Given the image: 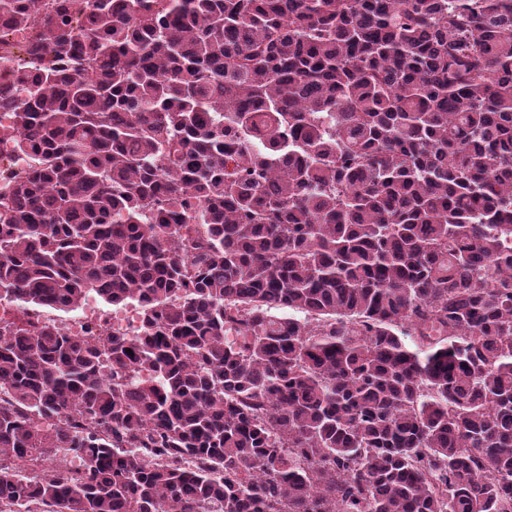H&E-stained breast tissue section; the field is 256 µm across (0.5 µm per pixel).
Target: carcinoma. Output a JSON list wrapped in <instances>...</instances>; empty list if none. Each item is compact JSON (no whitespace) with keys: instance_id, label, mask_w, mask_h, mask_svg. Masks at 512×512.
I'll list each match as a JSON object with an SVG mask.
<instances>
[{"instance_id":"1","label":"carcinoma","mask_w":512,"mask_h":512,"mask_svg":"<svg viewBox=\"0 0 512 512\" xmlns=\"http://www.w3.org/2000/svg\"><path fill=\"white\" fill-rule=\"evenodd\" d=\"M2 112L0 512H512V0H0ZM93 301L94 305H89L85 310L84 306L89 302ZM111 311L112 306L105 303L103 300L95 295H89L80 306L70 312H62L53 309H40L42 317L48 320H65L69 318L79 317L82 312V317L70 320L68 322H60L61 328L70 336H84L86 328L91 325H97L98 322L106 323L112 331L113 329L121 330L124 333L133 335L139 326V309L137 306L132 305L126 309L118 312H109L102 314L101 311Z\"/></svg>"}]
</instances>
